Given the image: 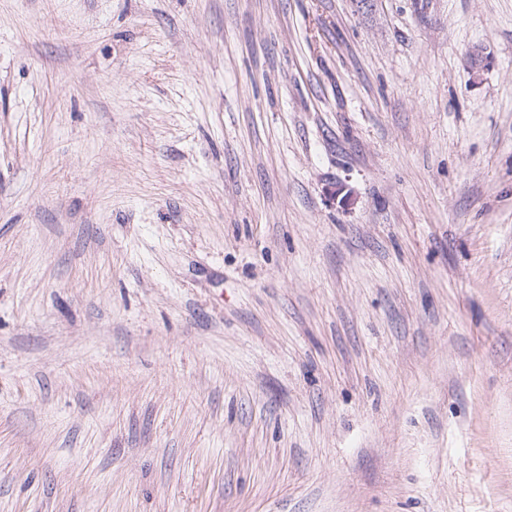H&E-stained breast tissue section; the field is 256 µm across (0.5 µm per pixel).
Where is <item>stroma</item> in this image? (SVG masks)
Segmentation results:
<instances>
[{"instance_id":"35a3bbf8","label":"stroma","mask_w":512,"mask_h":512,"mask_svg":"<svg viewBox=\"0 0 512 512\" xmlns=\"http://www.w3.org/2000/svg\"><path fill=\"white\" fill-rule=\"evenodd\" d=\"M0 512H512V0H0Z\"/></svg>"}]
</instances>
